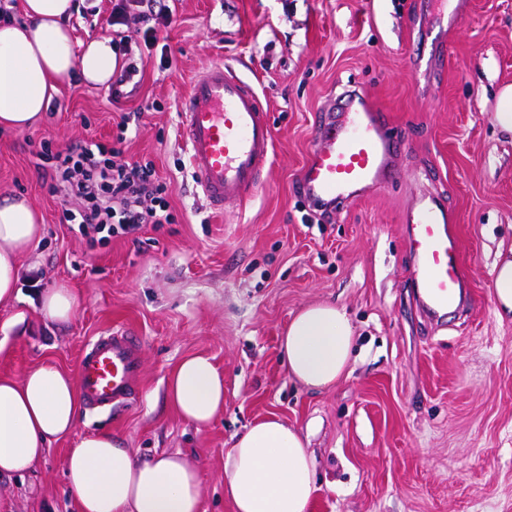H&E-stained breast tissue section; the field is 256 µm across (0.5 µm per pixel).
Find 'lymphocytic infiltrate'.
Listing matches in <instances>:
<instances>
[{
	"label": "lymphocytic infiltrate",
	"mask_w": 512,
	"mask_h": 512,
	"mask_svg": "<svg viewBox=\"0 0 512 512\" xmlns=\"http://www.w3.org/2000/svg\"><path fill=\"white\" fill-rule=\"evenodd\" d=\"M168 16L169 8L162 0H112L106 23L113 27L135 18L136 36L149 43L156 39L158 20ZM35 156L51 169L50 192L66 201H79V209L67 211L66 216L87 242L98 241L100 234L114 226L133 233L147 224L173 220L152 163L122 161L118 150L101 144L59 151L46 139L39 141Z\"/></svg>",
	"instance_id": "obj_1"
}]
</instances>
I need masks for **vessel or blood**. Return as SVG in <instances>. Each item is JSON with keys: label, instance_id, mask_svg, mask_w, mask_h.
Listing matches in <instances>:
<instances>
[{"label": "vessel or blood", "instance_id": "b4317fda", "mask_svg": "<svg viewBox=\"0 0 512 512\" xmlns=\"http://www.w3.org/2000/svg\"><path fill=\"white\" fill-rule=\"evenodd\" d=\"M198 184L210 208L239 206L262 186L273 132L259 94L216 63L190 85L180 113ZM410 147L386 112L368 95L348 90L325 109L298 189L311 201L348 204L383 188ZM454 221L437 198L421 193L402 213L408 249L421 276L413 284L417 306L431 321L466 310L473 298L452 233ZM143 342L127 329L96 336L82 353L77 378L92 410H114L134 399L142 380Z\"/></svg>", "mask_w": 512, "mask_h": 512}]
</instances>
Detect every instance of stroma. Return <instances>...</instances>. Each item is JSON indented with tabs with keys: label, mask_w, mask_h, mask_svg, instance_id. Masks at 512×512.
I'll return each mask as SVG.
<instances>
[{
	"label": "stroma",
	"mask_w": 512,
	"mask_h": 512,
	"mask_svg": "<svg viewBox=\"0 0 512 512\" xmlns=\"http://www.w3.org/2000/svg\"><path fill=\"white\" fill-rule=\"evenodd\" d=\"M75 43L112 29L89 14L111 0H76ZM422 0H169L157 41L134 44L143 79L116 105L79 77L54 93L62 110L29 130L0 127V197L24 195L42 232L19 261V297L0 306V377L55 365L75 372L93 336L129 329L145 345L137 400L82 410L74 435L53 441L20 475H0V512H78L65 479L77 436L105 431L147 458L181 452L200 470L201 512H233L224 462L236 434L277 415L314 460L311 512H512V316L494 289L499 252L512 250V135L495 122L512 86V0H470L450 30ZM445 64L421 70L433 42ZM223 61L270 113L273 150L246 207L212 212L179 133L181 100ZM366 92L408 129L412 149L393 184L348 206L313 210L298 191L318 116L344 90ZM136 134L117 141L122 120ZM58 149L95 142L129 162L152 161L174 221L89 246L62 216L29 138ZM438 193L475 301L430 324L412 290L401 214L418 191ZM80 298L66 323L39 296ZM344 308L356 346L349 372L315 392L292 380L279 338L292 315ZM210 356L224 373V410L207 427L166 400L178 362Z\"/></svg>",
	"instance_id": "1"
}]
</instances>
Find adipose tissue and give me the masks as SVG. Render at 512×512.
I'll use <instances>...</instances> for the list:
<instances>
[{
    "label": "adipose tissue",
    "instance_id": "obj_1",
    "mask_svg": "<svg viewBox=\"0 0 512 512\" xmlns=\"http://www.w3.org/2000/svg\"><path fill=\"white\" fill-rule=\"evenodd\" d=\"M23 22L0 21V127L25 129L40 119L56 83L79 74L106 86L118 66L111 38L75 47L69 17L75 0H21ZM41 232L25 197L0 199V303L17 299L18 259ZM353 327L323 303L289 322L281 350L290 376L308 389L332 387L348 368ZM167 400L191 423H210L224 408V377L210 358L180 362ZM81 408L75 379L45 365L21 380L0 379V474L31 468L51 442L73 431ZM224 491L235 512H309L314 462L301 435L277 416L252 423L224 464ZM66 482L80 512H200L198 467L182 453L139 458L108 432L82 436L70 450Z\"/></svg>",
    "mask_w": 512,
    "mask_h": 512
}]
</instances>
